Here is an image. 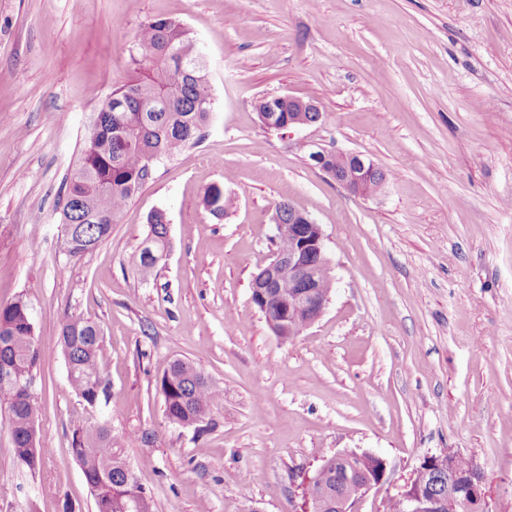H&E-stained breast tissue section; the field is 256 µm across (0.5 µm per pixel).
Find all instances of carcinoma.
Wrapping results in <instances>:
<instances>
[{"mask_svg":"<svg viewBox=\"0 0 512 512\" xmlns=\"http://www.w3.org/2000/svg\"><path fill=\"white\" fill-rule=\"evenodd\" d=\"M174 51L196 54L182 23L158 18L140 25L134 36L131 75L100 107L81 149L79 174L66 178L60 190L61 221L70 226L61 242L66 256L78 258L108 239L129 199L153 178L149 169L202 138L212 111V85L204 70L181 71L173 65ZM115 100L124 104L119 112L113 111ZM257 109L278 127L288 122L285 98L262 99ZM204 204L212 215H224V189L210 187ZM148 224L136 259L137 271L144 277L156 268L152 255L167 252L169 244L164 212H153ZM101 342L97 321L73 315L62 321L57 346L65 355L74 391L90 407L108 397L98 364ZM42 350L27 301L19 296L1 304L0 362L9 366V377H0V404L7 407L12 451L21 465L41 466L47 456L29 426L30 417L38 411L36 393L19 387L37 376ZM160 393L166 419L178 426L195 416H207L222 397L201 371L180 359L172 361L164 373ZM71 451L95 502L101 505L100 512H127L130 467L108 422L74 430ZM369 474L366 464L339 465L317 477L314 494L327 500L338 494L356 495Z\"/></svg>","mask_w":512,"mask_h":512,"instance_id":"1","label":"carcinoma"}]
</instances>
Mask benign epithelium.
<instances>
[{"label": "benign epithelium", "mask_w": 512, "mask_h": 512, "mask_svg": "<svg viewBox=\"0 0 512 512\" xmlns=\"http://www.w3.org/2000/svg\"><path fill=\"white\" fill-rule=\"evenodd\" d=\"M320 108L314 100L288 97V131L311 125L303 117L305 112H318ZM325 174L348 193L366 197L379 189L370 185L372 175L377 171L374 163L359 153H342L325 147L319 148L312 156ZM292 220L283 224L279 216H274L276 237L288 239L290 247L286 252L273 254L271 262L255 277L252 288L257 299L265 302L275 296L288 304V323L297 322L306 328L322 314L330 296L320 297L315 288L316 270L331 265L327 256L321 225L308 214L288 205ZM448 490L438 492L432 485L426 486L415 478H410L398 492L405 512H492L490 491L482 469L470 462L464 470L458 468L459 454L449 451ZM357 458L370 460L376 471L363 485L362 492L355 498L338 496L331 503L336 512H354V506L368 492L383 485L387 467L383 458L371 453L345 451L334 455V460L349 462Z\"/></svg>", "instance_id": "benign-epithelium-1"}]
</instances>
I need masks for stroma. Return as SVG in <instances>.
<instances>
[{"instance_id":"35a3bbf8","label":"stroma","mask_w":512,"mask_h":512,"mask_svg":"<svg viewBox=\"0 0 512 512\" xmlns=\"http://www.w3.org/2000/svg\"><path fill=\"white\" fill-rule=\"evenodd\" d=\"M182 22L215 102L201 140L157 164L111 236L60 251L62 183L93 119L130 74L140 24ZM318 94L322 122L288 136L255 110ZM363 154L387 175L347 193L300 142ZM223 186V218L203 206ZM287 202L320 224L336 286L289 340L251 300ZM157 210L165 263L136 251ZM25 296L38 365L36 474L13 459L0 410V512H95L71 453L107 421L155 512H299V485L343 451L383 458L389 502L424 456L451 448L512 512V0H0V304ZM96 320L106 403L73 390L65 316ZM224 397L201 429L169 423L173 360ZM149 232L147 237L141 243L136 259V268L139 274L147 277L159 264L154 263L150 256L160 255L167 252L168 249V224L163 211H155L148 217Z\"/></svg>"}]
</instances>
